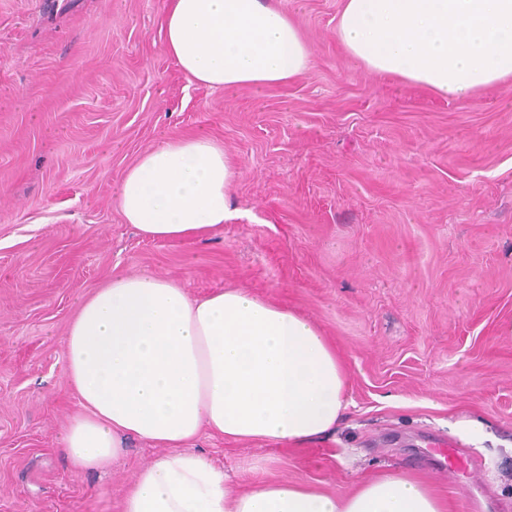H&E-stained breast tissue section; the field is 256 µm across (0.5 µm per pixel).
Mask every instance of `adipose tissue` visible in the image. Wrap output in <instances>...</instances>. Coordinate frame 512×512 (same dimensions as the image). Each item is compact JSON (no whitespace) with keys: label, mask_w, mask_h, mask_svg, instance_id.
Masks as SVG:
<instances>
[{"label":"adipose tissue","mask_w":512,"mask_h":512,"mask_svg":"<svg viewBox=\"0 0 512 512\" xmlns=\"http://www.w3.org/2000/svg\"><path fill=\"white\" fill-rule=\"evenodd\" d=\"M166 52L189 81L230 94L304 77L310 45L267 0H165ZM336 39L368 72L455 99L512 76V0H343ZM236 162L211 136H169L114 190L126 223L163 242L223 227ZM81 408L62 439L73 472H107L131 440L160 452L138 470L122 512H448L421 475L385 470L336 496L268 476L240 491L191 445L209 433L302 446L334 435L349 403L333 343L309 318L224 288L191 297L146 273L81 296L65 337Z\"/></svg>","instance_id":"ef3b65f1"}]
</instances>
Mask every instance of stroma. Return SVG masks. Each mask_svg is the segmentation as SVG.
I'll list each match as a JSON object with an SVG mask.
<instances>
[{"mask_svg":"<svg viewBox=\"0 0 512 512\" xmlns=\"http://www.w3.org/2000/svg\"><path fill=\"white\" fill-rule=\"evenodd\" d=\"M310 72L257 93L190 83L164 50L163 0H0V512H121L156 455L109 472L59 450L78 409L64 338L79 295L151 272L199 296L242 288L317 323L350 406L304 446L201 435L232 472L343 494L392 468L426 474L451 512H512V77L465 99L353 65L343 0H272ZM203 131L239 165L222 230L147 239L113 188L161 135ZM450 442L467 482L428 452Z\"/></svg>","mask_w":512,"mask_h":512,"instance_id":"35a3bbf8","label":"stroma"}]
</instances>
